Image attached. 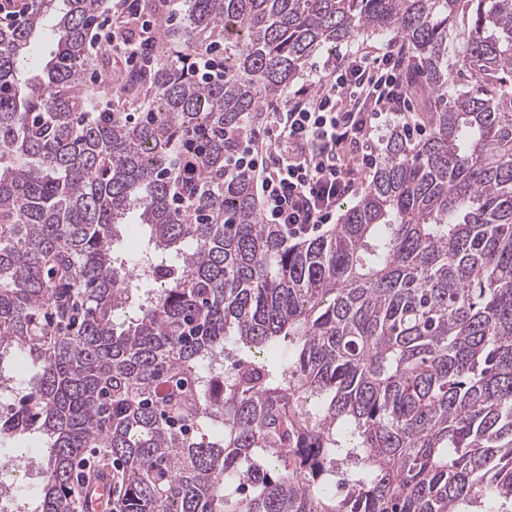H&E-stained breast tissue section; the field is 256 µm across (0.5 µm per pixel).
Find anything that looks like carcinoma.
<instances>
[{
  "label": "carcinoma",
  "instance_id": "cac0c4a2",
  "mask_svg": "<svg viewBox=\"0 0 512 512\" xmlns=\"http://www.w3.org/2000/svg\"><path fill=\"white\" fill-rule=\"evenodd\" d=\"M16 2L0 361L36 369L8 418L46 436L37 512H73L88 448L117 512H512V0H140L141 112L81 91L104 0ZM379 31L419 65L429 134L393 130L332 236L290 246L224 159L315 52ZM51 27H46L43 29L40 33L36 36V41L38 42L40 46V55L32 56L31 60L29 61L30 65L32 67L29 70L22 71L21 77H30L31 75L38 72L37 68L40 63L44 64L45 61L48 59L49 53L52 49V34H51Z\"/></svg>",
  "mask_w": 512,
  "mask_h": 512
}]
</instances>
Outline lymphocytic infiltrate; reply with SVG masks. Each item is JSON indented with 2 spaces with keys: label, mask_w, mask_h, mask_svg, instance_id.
<instances>
[{
  "label": "lymphocytic infiltrate",
  "mask_w": 512,
  "mask_h": 512,
  "mask_svg": "<svg viewBox=\"0 0 512 512\" xmlns=\"http://www.w3.org/2000/svg\"><path fill=\"white\" fill-rule=\"evenodd\" d=\"M404 58L350 50L311 86L269 103V135L242 142L224 165L225 176L254 182L265 223L297 239L335 221L359 170L375 167L386 123L406 108Z\"/></svg>",
  "instance_id": "1"
}]
</instances>
